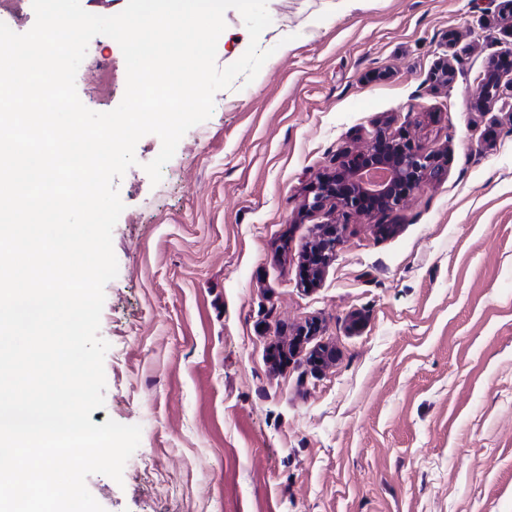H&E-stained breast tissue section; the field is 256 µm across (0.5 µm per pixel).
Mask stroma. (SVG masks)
I'll return each mask as SVG.
<instances>
[{"instance_id":"stroma-1","label":"stroma","mask_w":512,"mask_h":512,"mask_svg":"<svg viewBox=\"0 0 512 512\" xmlns=\"http://www.w3.org/2000/svg\"><path fill=\"white\" fill-rule=\"evenodd\" d=\"M267 8L254 81L216 92L159 184L153 134L116 182L91 420L141 439L86 486L105 512H512V92L472 104L512 0ZM403 129L440 177L385 214L307 211L342 153ZM340 241V235L338 234L336 227H331L317 242L312 253L313 265L316 267L317 272L319 271V266L327 260L328 254L336 249V246Z\"/></svg>"}]
</instances>
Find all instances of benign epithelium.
Returning <instances> with one entry per match:
<instances>
[{
    "instance_id": "obj_1",
    "label": "benign epithelium",
    "mask_w": 512,
    "mask_h": 512,
    "mask_svg": "<svg viewBox=\"0 0 512 512\" xmlns=\"http://www.w3.org/2000/svg\"><path fill=\"white\" fill-rule=\"evenodd\" d=\"M500 93V80L487 81L477 88L473 103L482 106ZM379 167L392 171L391 182L377 193L363 189L359 176ZM441 173L437 154L420 151L404 136L394 138L380 133L368 150L345 153L336 172L320 178L311 187L313 197L308 208L317 211L335 202L360 215L392 211L402 206L424 179ZM339 243L340 235L336 228L328 229L313 249V265L323 264Z\"/></svg>"
}]
</instances>
